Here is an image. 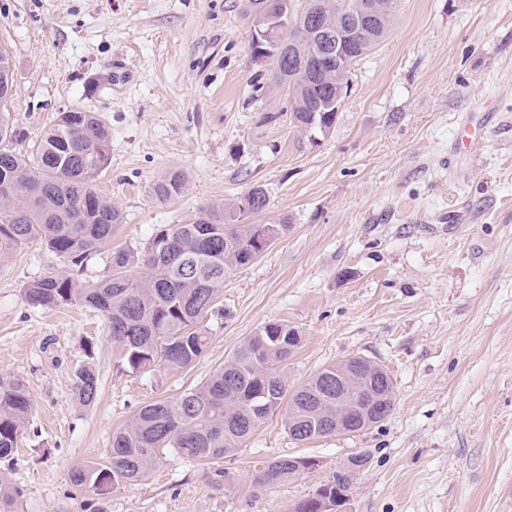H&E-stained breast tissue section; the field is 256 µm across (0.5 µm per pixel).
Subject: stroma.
Masks as SVG:
<instances>
[{
	"mask_svg": "<svg viewBox=\"0 0 512 512\" xmlns=\"http://www.w3.org/2000/svg\"><path fill=\"white\" fill-rule=\"evenodd\" d=\"M245 0H0V45L15 81L14 147L35 154L58 113L97 112L112 132L95 190L119 207L112 245L139 247L162 224L262 186L260 219L285 236L238 268L202 320L188 368L133 372L106 317L35 309L31 280L68 271L38 242L0 264V374L32 407L0 474L17 512H291L348 458H370L349 512H512V0H397L387 36L351 67L326 132L300 134L288 89L250 49ZM489 105L471 152L464 128ZM182 172L180 196L153 183ZM464 214L462 224L445 223ZM302 342L282 374L297 387L351 356L386 367L394 408L350 435L293 439L270 416L235 456L200 465L166 453L106 499L72 486L104 462L113 430L143 405L202 384L261 327ZM93 361L96 402L73 373ZM318 465L263 490L270 460ZM185 178L179 171H169L162 175L152 186V193L156 199L166 201L176 197L184 191ZM99 379L92 362L80 365L73 374V392L79 405L83 407L93 404L98 397Z\"/></svg>",
	"mask_w": 512,
	"mask_h": 512,
	"instance_id": "1",
	"label": "stroma"
}]
</instances>
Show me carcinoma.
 Returning a JSON list of instances; mask_svg holds the SVG:
<instances>
[{
  "label": "carcinoma",
  "instance_id": "obj_1",
  "mask_svg": "<svg viewBox=\"0 0 512 512\" xmlns=\"http://www.w3.org/2000/svg\"><path fill=\"white\" fill-rule=\"evenodd\" d=\"M346 0H309L294 22L272 28L268 42L281 46L288 64L275 67L274 78L288 88L290 119L306 133L324 132L336 120L348 92L351 65L385 37L396 0H357L351 14ZM334 35L348 37V58L319 80L307 81L299 72L302 61L321 48L319 37L305 34L309 18ZM11 94L0 93V263L31 241L80 266L112 240V228L122 213L93 189L109 164L112 133L95 112L74 108L59 113L45 133L34 159L10 147L17 138L7 104ZM185 178L169 171L152 186L156 199L166 201L184 191ZM268 200L265 190L252 186L229 203L200 207L182 224H164L140 248L112 252L106 274L85 285L73 274H54L28 282L23 296L32 308L80 304L101 311L112 337L121 346L123 364L133 372L160 365L184 369L208 345L201 321L224 290V280L238 267L262 253L259 231L267 227L280 238L288 218L263 226L257 217ZM300 343L298 332L269 323L246 339L224 365L200 386L171 400L142 406L131 421L112 433L106 464H81L71 471L74 487L105 496L115 482L134 484L151 473L166 450L206 464L232 455L277 411L285 427L302 416L304 399L318 390L336 365H328L304 383L288 390L274 365L288 359ZM99 379L93 363L73 374V392L87 407L98 397ZM31 409L22 380L0 375V458L17 447L19 431ZM292 458L269 461L256 478L258 487L283 484L295 478ZM353 485L336 473L292 512H320L321 501L346 512ZM21 490L0 479V512H15Z\"/></svg>",
  "mask_w": 512,
  "mask_h": 512
}]
</instances>
